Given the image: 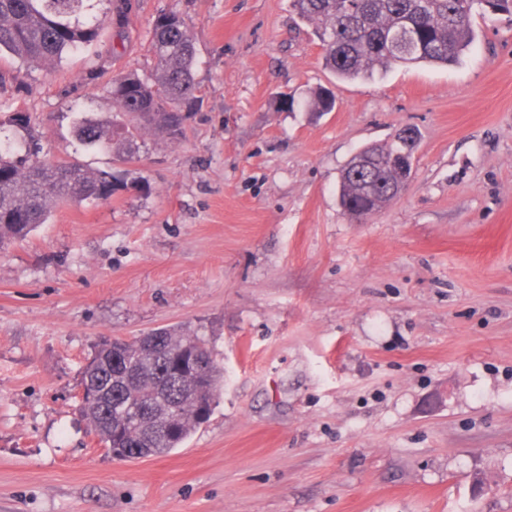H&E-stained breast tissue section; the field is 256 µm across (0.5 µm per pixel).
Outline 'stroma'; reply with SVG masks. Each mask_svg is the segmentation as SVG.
<instances>
[{"label": "stroma", "instance_id": "35a3bbf8", "mask_svg": "<svg viewBox=\"0 0 512 512\" xmlns=\"http://www.w3.org/2000/svg\"><path fill=\"white\" fill-rule=\"evenodd\" d=\"M121 43L18 77L40 158L92 169L80 112L117 111L87 57L149 72L154 19L198 56L185 133L143 131L124 188L0 253V512H512V20L451 67L339 81L291 0H136ZM323 86L334 111L279 112ZM415 129L405 191L350 222L342 169ZM208 339L209 418L123 461L76 397L103 336Z\"/></svg>", "mask_w": 512, "mask_h": 512}]
</instances>
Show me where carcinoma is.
I'll list each match as a JSON object with an SVG mask.
<instances>
[{
    "instance_id": "1",
    "label": "carcinoma",
    "mask_w": 512,
    "mask_h": 512,
    "mask_svg": "<svg viewBox=\"0 0 512 512\" xmlns=\"http://www.w3.org/2000/svg\"><path fill=\"white\" fill-rule=\"evenodd\" d=\"M109 4L99 17L100 2ZM298 18L315 24L326 66L341 80L371 78L394 65L458 64L474 44L478 8L512 15V0H292ZM130 0H0V54L31 66H53L98 42L104 27L123 31ZM148 52L154 67L143 76L117 74L98 58L89 59L88 80L108 78L120 111L112 118L86 112L73 126L82 149H107L119 162L140 151L141 131L169 139L183 135L188 111L198 103L197 50L183 18L163 13L153 22ZM333 91L317 88L306 106L311 112L335 108ZM0 251L27 240L62 203L105 201L121 179L77 162L37 157L31 117L16 110L0 119ZM396 140L369 146L368 164L340 178L341 205L350 221L366 222L395 198L404 174L395 155ZM197 367V375H176L172 364ZM78 411L88 433L120 460L160 456L190 437L205 420L224 386V367L209 342L171 328L131 339L102 337L81 370Z\"/></svg>"
}]
</instances>
